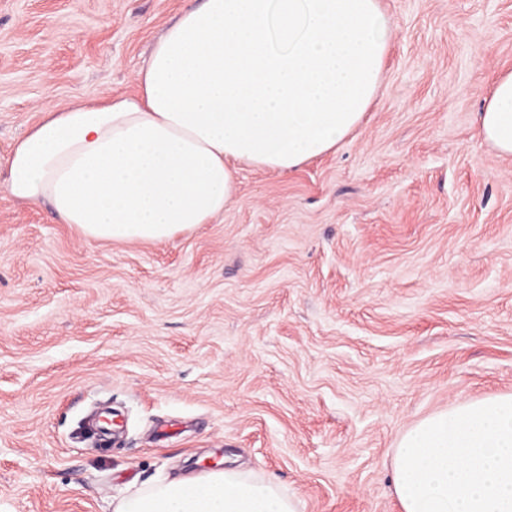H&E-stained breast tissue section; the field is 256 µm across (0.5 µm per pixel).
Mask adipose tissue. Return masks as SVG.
Returning <instances> with one entry per match:
<instances>
[{"label": "adipose tissue", "mask_w": 512, "mask_h": 512, "mask_svg": "<svg viewBox=\"0 0 512 512\" xmlns=\"http://www.w3.org/2000/svg\"><path fill=\"white\" fill-rule=\"evenodd\" d=\"M391 37L380 0H202L156 42L137 94L46 109L11 150L7 189L92 239H171L223 213L236 162L289 173L342 142L380 88ZM479 125L512 155V72ZM113 512L300 509L227 468L149 483Z\"/></svg>", "instance_id": "ef3b65f1"}]
</instances>
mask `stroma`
<instances>
[{
    "label": "stroma",
    "instance_id": "35a3bbf8",
    "mask_svg": "<svg viewBox=\"0 0 512 512\" xmlns=\"http://www.w3.org/2000/svg\"><path fill=\"white\" fill-rule=\"evenodd\" d=\"M198 2L0 0V512H113L219 465L300 512H402V434L512 394V155L477 122L512 70V0H380L393 37L358 129L289 174L238 163L190 232L96 240L13 198L44 108L133 94ZM105 406L110 446L84 430Z\"/></svg>",
    "mask_w": 512,
    "mask_h": 512
}]
</instances>
